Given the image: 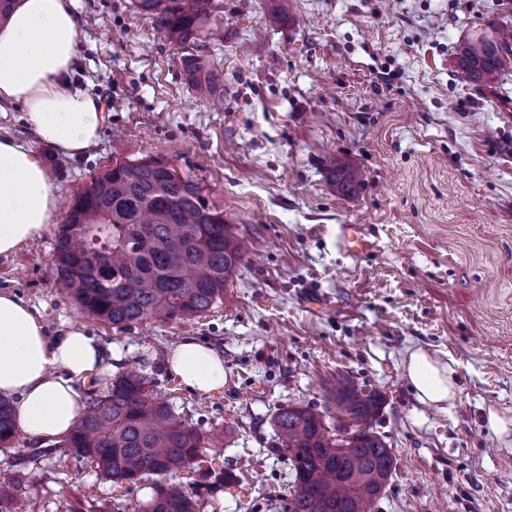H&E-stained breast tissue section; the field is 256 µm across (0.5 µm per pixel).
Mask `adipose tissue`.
<instances>
[{
  "label": "adipose tissue",
  "instance_id": "ef3b65f1",
  "mask_svg": "<svg viewBox=\"0 0 512 512\" xmlns=\"http://www.w3.org/2000/svg\"><path fill=\"white\" fill-rule=\"evenodd\" d=\"M80 18L75 0H13L0 24V104L19 105L38 142L69 158L100 138L108 114L88 89L73 83ZM57 188L22 142L0 139V254L42 235L56 212ZM106 349L72 327L49 335L43 322L14 295L0 292V396L16 402V425L32 439L60 441L82 410L81 383L105 371ZM169 365L190 388L224 385V362L211 348L184 339ZM406 375L418 400L442 406L456 383L447 363L412 351Z\"/></svg>",
  "mask_w": 512,
  "mask_h": 512
}]
</instances>
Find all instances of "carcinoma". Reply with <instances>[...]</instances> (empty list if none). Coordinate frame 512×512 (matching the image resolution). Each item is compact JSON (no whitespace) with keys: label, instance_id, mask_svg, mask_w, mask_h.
Instances as JSON below:
<instances>
[{"label":"carcinoma","instance_id":"1","mask_svg":"<svg viewBox=\"0 0 512 512\" xmlns=\"http://www.w3.org/2000/svg\"><path fill=\"white\" fill-rule=\"evenodd\" d=\"M210 0H133L168 38L194 40ZM512 54V31L478 32L457 52L458 67L489 84ZM186 71L196 94L224 95V76L190 55ZM334 186L348 193L361 173L332 168ZM211 190L196 176L158 160L118 163L94 177L72 201L54 246L59 282L81 312L120 330L147 320L197 317L224 302V288L244 258L243 246ZM152 380L134 367L90 399L64 447L94 465L96 475L138 484L175 478L224 443V428L205 435L152 394ZM336 412L363 428L337 439L311 405L277 409L271 418L277 449L291 462L293 490L282 512H371L392 474L386 442L372 431L378 400L343 377L330 388ZM16 433L14 408L0 398V444ZM238 479L234 470H207L216 492ZM145 512H201L199 496L169 483L155 489Z\"/></svg>","mask_w":512,"mask_h":512}]
</instances>
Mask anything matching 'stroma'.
<instances>
[{
    "label": "stroma",
    "mask_w": 512,
    "mask_h": 512,
    "mask_svg": "<svg viewBox=\"0 0 512 512\" xmlns=\"http://www.w3.org/2000/svg\"><path fill=\"white\" fill-rule=\"evenodd\" d=\"M213 0L194 44L168 39L132 0H76L75 82L109 113L99 141L58 161L36 145L20 106L0 138L35 145L58 188L53 225L0 255V290L28 303L51 334L77 326L112 348L84 391L143 367L155 396L201 432L223 426L212 464L235 468L203 512H278L293 480L270 421L288 405L332 409L352 376L377 392L374 432L394 469L376 512H512V63L473 85L456 52L475 31L512 27V0ZM224 74V101L200 98L186 53ZM155 158L198 176L249 254L224 301L203 316L124 331L81 314L63 294L53 246L93 177ZM362 172L349 194L330 159ZM378 244L357 261L341 225ZM214 348L224 386L182 383L168 356L184 339ZM425 348L448 363L455 396L422 404L405 374ZM17 434L0 470L17 474L9 512H141L154 491L97 477L89 462Z\"/></svg>",
    "instance_id": "obj_1"
}]
</instances>
